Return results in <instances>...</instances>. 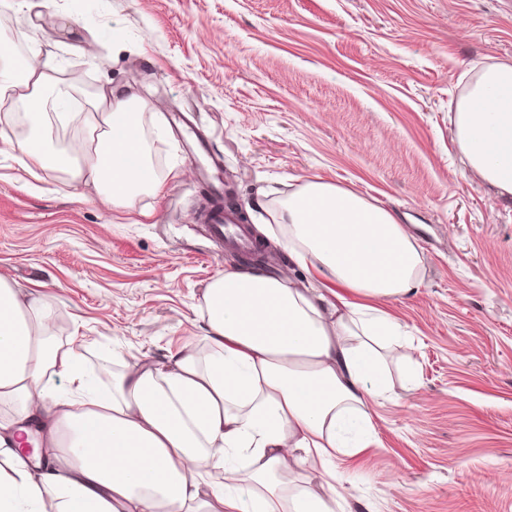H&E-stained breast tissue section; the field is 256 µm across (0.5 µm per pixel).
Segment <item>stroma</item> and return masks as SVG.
Segmentation results:
<instances>
[{
  "instance_id": "35a3bbf8",
  "label": "stroma",
  "mask_w": 512,
  "mask_h": 512,
  "mask_svg": "<svg viewBox=\"0 0 512 512\" xmlns=\"http://www.w3.org/2000/svg\"><path fill=\"white\" fill-rule=\"evenodd\" d=\"M15 56L57 52L85 91L132 84L159 196L71 200L0 154V276L40 294L55 334L101 379L113 355L164 363L201 341L210 280L292 260L276 236L247 256L200 219L204 168L251 226L307 181L378 201L422 250L392 303L413 356L371 402L363 452L333 462L343 512H512V207L466 166L451 117L461 76L512 61V0H12ZM93 45L94 62L70 51Z\"/></svg>"
}]
</instances>
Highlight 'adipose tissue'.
<instances>
[{
  "label": "adipose tissue",
  "instance_id": "1",
  "mask_svg": "<svg viewBox=\"0 0 512 512\" xmlns=\"http://www.w3.org/2000/svg\"><path fill=\"white\" fill-rule=\"evenodd\" d=\"M455 137L470 168L512 202V64L464 75ZM489 102L483 112L476 102ZM23 121L6 141L32 176L54 171L93 186L109 206L159 193L131 85L93 93L62 77L54 52L0 55V106ZM81 126L69 145L56 129ZM274 221L295 269L274 277L225 270L204 295L207 354L191 344L167 363L117 359L89 375L51 333L41 296L0 279V512H334L336 455L362 452L370 398L391 378L388 350L407 332L389 303L421 284L405 225L341 185L309 181ZM317 489H288V468Z\"/></svg>",
  "mask_w": 512,
  "mask_h": 512
}]
</instances>
